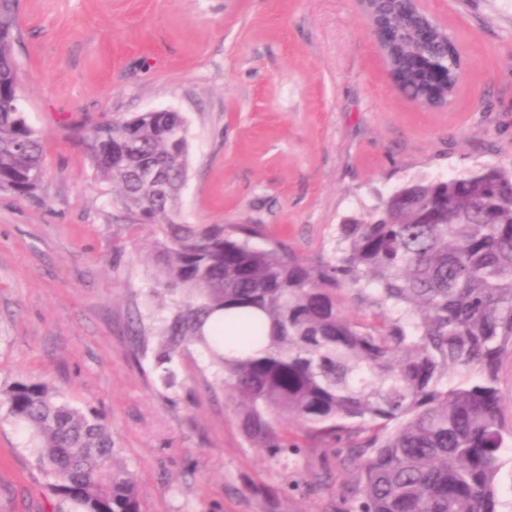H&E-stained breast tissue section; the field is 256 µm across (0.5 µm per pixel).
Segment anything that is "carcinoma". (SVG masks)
Returning <instances> with one entry per match:
<instances>
[{"instance_id": "cac0c4a2", "label": "carcinoma", "mask_w": 512, "mask_h": 512, "mask_svg": "<svg viewBox=\"0 0 512 512\" xmlns=\"http://www.w3.org/2000/svg\"><path fill=\"white\" fill-rule=\"evenodd\" d=\"M16 2L0 0V190L27 197L46 174V136L10 92ZM402 5H372L389 31L383 54L404 94L432 108L453 94L457 64L442 41L411 39L427 14ZM416 55L448 64V86L430 87L411 65ZM78 142L131 225L153 230L156 281L182 294L156 354L165 384L181 348H201L245 435L272 457L289 449L278 422L320 440L354 425L359 440L343 463L358 478L346 512H496L512 438L497 388L512 348V171L411 179L367 219L337 225L334 261L307 265L275 243L253 245L251 225L177 221L190 154L181 113L101 120ZM350 297L372 319H350ZM217 311L224 323L205 332ZM0 405L30 431L38 465L74 512H142L139 487L112 466V430L97 409L30 380L13 383Z\"/></svg>"}]
</instances>
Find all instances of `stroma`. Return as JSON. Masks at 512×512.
<instances>
[{
	"instance_id": "35a3bbf8",
	"label": "stroma",
	"mask_w": 512,
	"mask_h": 512,
	"mask_svg": "<svg viewBox=\"0 0 512 512\" xmlns=\"http://www.w3.org/2000/svg\"><path fill=\"white\" fill-rule=\"evenodd\" d=\"M465 65L447 108L388 76L360 0H19L13 44L28 120L46 135L34 194L0 192V389L44 381L103 412L144 512H342L355 479L339 440L270 457L243 434L207 360L188 347L173 386L154 362L172 306L149 229L127 225L79 133L172 108L190 169L179 219L252 224L306 264L336 226L413 178L512 169V0H424ZM0 406V512H70Z\"/></svg>"
}]
</instances>
